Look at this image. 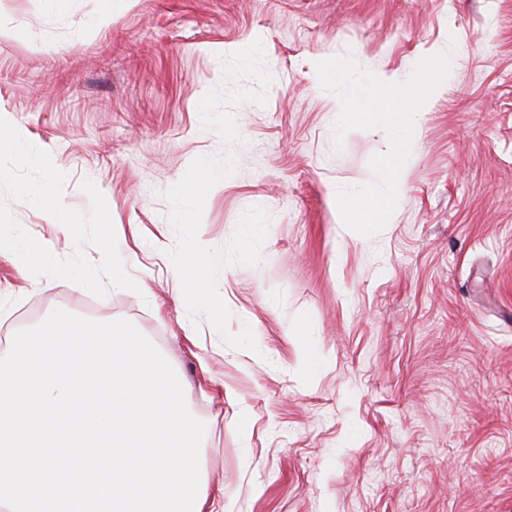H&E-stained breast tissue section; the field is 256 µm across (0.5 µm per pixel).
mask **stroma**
Segmentation results:
<instances>
[{
	"label": "stroma",
	"mask_w": 512,
	"mask_h": 512,
	"mask_svg": "<svg viewBox=\"0 0 512 512\" xmlns=\"http://www.w3.org/2000/svg\"><path fill=\"white\" fill-rule=\"evenodd\" d=\"M0 20V113L51 151L69 207L89 212L87 178L107 195L150 288L100 299L0 255V356L57 308L131 321L206 424L217 508L512 512V0H0ZM449 48L396 211L344 235L336 192L372 181L388 138L336 143L315 62L405 78ZM203 165L224 182L180 203ZM10 209L73 253L49 215ZM197 241L219 314L171 278Z\"/></svg>",
	"instance_id": "1"
}]
</instances>
